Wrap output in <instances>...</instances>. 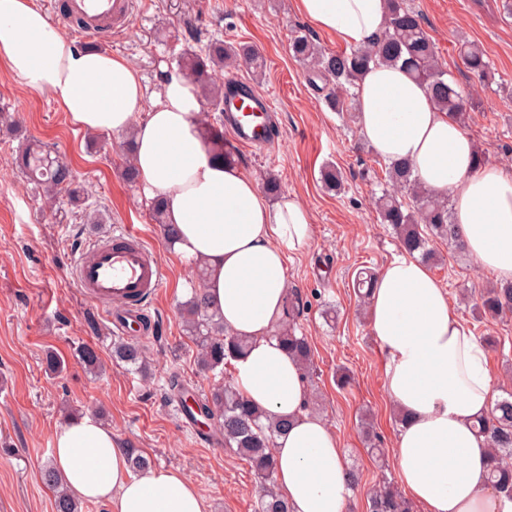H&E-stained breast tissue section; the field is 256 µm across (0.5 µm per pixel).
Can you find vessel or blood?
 <instances>
[{"label": "vessel or blood", "instance_id": "b4317fda", "mask_svg": "<svg viewBox=\"0 0 512 512\" xmlns=\"http://www.w3.org/2000/svg\"><path fill=\"white\" fill-rule=\"evenodd\" d=\"M65 15L81 20L85 37L96 39L105 27L130 24L131 2L67 0ZM224 110L232 117L231 137L235 143L275 147V140L267 134L272 114L266 96L257 95L251 87L230 93L224 99ZM70 275L77 288L122 336L145 325L148 304L164 281L155 252L140 233L128 226L114 229L108 240L95 242L89 251H78Z\"/></svg>", "mask_w": 512, "mask_h": 512}]
</instances>
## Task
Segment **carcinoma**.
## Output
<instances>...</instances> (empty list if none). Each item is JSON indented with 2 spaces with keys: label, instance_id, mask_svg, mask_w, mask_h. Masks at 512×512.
<instances>
[{
  "label": "carcinoma",
  "instance_id": "carcinoma-1",
  "mask_svg": "<svg viewBox=\"0 0 512 512\" xmlns=\"http://www.w3.org/2000/svg\"><path fill=\"white\" fill-rule=\"evenodd\" d=\"M292 55L308 66L307 80L316 85L320 80L327 86V105L336 112L349 110L355 100L352 89L370 64H400L416 80L425 84L432 103L440 110L458 115L465 111V98L457 86L448 81L446 73L436 64V47L425 31L422 18L405 0H389V11L382 35L366 46L349 52L320 50L308 36L296 35L290 44ZM465 66L483 76L488 68L485 54L475 45H460ZM241 61L253 71L264 67L263 58L252 48L234 46L221 40L211 42L203 51L186 50L178 61V74L204 90L214 105L224 99V92L209 88L210 72L221 69L226 62ZM49 147L26 145L19 148L16 163L26 178L36 182L48 194L68 193L69 203L80 206L81 191L75 185L70 165L62 159L48 157ZM321 179L325 187L337 193L344 189L342 172L334 165L323 168ZM381 223L393 226L400 249L429 262L435 253L429 246L437 238L449 245L460 246L451 221L448 201L433 196L412 175L406 162L385 165V182L377 200ZM473 311L493 318L512 314V285L494 287L481 292ZM182 318L188 334L198 347V364L205 372L224 368V364L242 356L249 340L233 336L224 330L208 306L203 289L196 288L182 305ZM280 344L300 361L310 366L312 350L308 339L298 336L293 324L277 333ZM114 356L142 368L143 351L134 344L114 347ZM78 361L87 370L98 368L100 359L90 345L78 350ZM198 409L219 422L224 447L230 448L251 468L260 485L258 512H289L288 502L275 490L277 462L273 454L276 435L284 432L288 421L267 416L250 405L232 384H219L209 395L198 400ZM477 428L486 438L493 455L490 480L495 488L512 498V465L505 461L512 455V398L496 401L491 412L479 418ZM43 484L53 492L54 512H80V503L64 486L61 477L48 462L41 468ZM370 512H409L408 503L397 488L383 484L371 496Z\"/></svg>",
  "mask_w": 512,
  "mask_h": 512
}]
</instances>
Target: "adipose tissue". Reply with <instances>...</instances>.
<instances>
[{"mask_svg": "<svg viewBox=\"0 0 512 512\" xmlns=\"http://www.w3.org/2000/svg\"><path fill=\"white\" fill-rule=\"evenodd\" d=\"M316 30L352 47L378 38L388 0H294ZM0 64L50 93L78 129L130 135L146 203L161 202L177 230L172 249L206 268L210 308L250 348L233 382L253 405L289 421L277 437V488L291 512H345L351 495L344 449L306 408L300 363L280 346L288 256L312 236L307 208L286 195L269 202L243 169L202 136L194 85L170 75L148 88L124 57L83 50L51 26L36 0H0ZM356 123L387 163L404 161L432 194L453 200L465 249L501 284L512 283V174L475 163L476 145L457 117L438 110L426 86L398 66H370L357 88ZM368 326L388 358L384 384L403 413L394 454L404 493L424 512H512L488 482L491 458L474 427L494 405L483 347L418 258L404 254L374 276ZM56 467L76 498L110 512H203L182 472L133 474L128 450L91 415L57 426Z\"/></svg>", "mask_w": 512, "mask_h": 512, "instance_id": "ef3b65f1", "label": "adipose tissue"}]
</instances>
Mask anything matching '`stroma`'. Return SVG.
Wrapping results in <instances>:
<instances>
[{"instance_id":"stroma-1","label":"stroma","mask_w":512,"mask_h":512,"mask_svg":"<svg viewBox=\"0 0 512 512\" xmlns=\"http://www.w3.org/2000/svg\"><path fill=\"white\" fill-rule=\"evenodd\" d=\"M407 2L436 43L440 67L469 98L460 119L465 132L490 165L512 172V15L505 13L503 0ZM298 31L325 51L342 48L300 17L293 0H133L130 27L112 29L98 47L125 57L151 87L161 72L176 71L179 52L204 48L217 37L251 45L263 56V77L240 67L217 73L216 80L236 77L270 97L278 144L238 145L232 153L258 183L275 176L282 194L294 195L311 215L308 246L288 260V286L305 301L296 327L312 348L304 374L309 409L327 420L358 474L346 512H370L373 489L400 482L392 454L399 421L384 386L387 359L369 332L367 309L353 283L359 272L378 271L400 250L375 206L384 163L362 140L354 112L332 111L323 91L309 84L306 66L289 51ZM465 41L478 45L489 61L485 79L462 64L458 46ZM1 111L9 112L15 125H0V512H53V495L40 469L52 458L54 429L66 417L86 412L102 417L153 467L188 476L205 512H257L258 482L247 463L220 443L216 422H206L213 442L202 445L179 420L170 378L206 391L231 375L203 372L197 363L180 306L200 287L198 270L178 259L151 209L141 203L138 185L124 178L125 136L71 126L51 94L0 67ZM32 141L49 145L69 163L88 197L86 207H71L64 197L56 207L45 204L41 189L15 164L18 146ZM328 164L343 173L341 194L327 192L320 181ZM124 224L141 232L165 270L148 309L155 331L139 341L148 366L144 374L113 358L118 335L70 278L73 252ZM432 247L438 259L430 268L484 344L495 392L507 397L512 315L474 317L466 299L493 285V278L469 253L438 239ZM82 344L98 351L101 372L76 362ZM50 353L64 361L61 374L48 372ZM365 420L383 456L371 454L361 428Z\"/></svg>"}]
</instances>
